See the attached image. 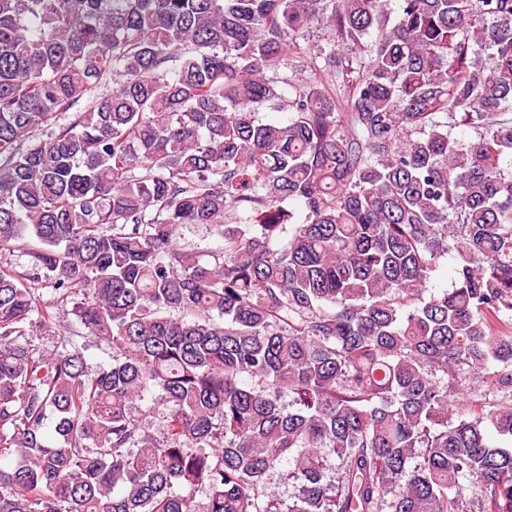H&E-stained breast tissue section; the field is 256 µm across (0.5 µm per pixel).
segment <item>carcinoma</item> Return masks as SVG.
<instances>
[{
  "instance_id": "1",
  "label": "carcinoma",
  "mask_w": 512,
  "mask_h": 512,
  "mask_svg": "<svg viewBox=\"0 0 512 512\" xmlns=\"http://www.w3.org/2000/svg\"><path fill=\"white\" fill-rule=\"evenodd\" d=\"M390 3L0 0V512H512V0ZM179 244L186 251L194 252L218 249L224 245L222 238L214 230L202 226H187L179 231ZM52 330L60 329L62 336H71L73 341L84 347V354L90 370L94 373L99 368L108 367L112 364V346L105 341L87 335V332L77 324H73L68 329L53 326ZM66 331V332H65Z\"/></svg>"
}]
</instances>
